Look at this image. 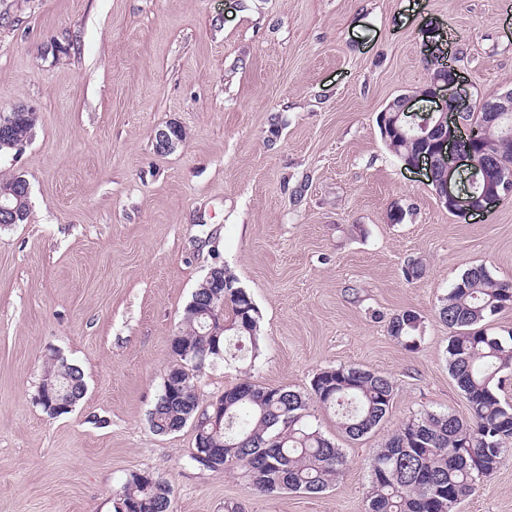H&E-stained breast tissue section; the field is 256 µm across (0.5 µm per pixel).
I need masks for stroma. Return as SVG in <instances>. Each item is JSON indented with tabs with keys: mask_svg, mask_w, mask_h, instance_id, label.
Here are the masks:
<instances>
[{
	"mask_svg": "<svg viewBox=\"0 0 512 512\" xmlns=\"http://www.w3.org/2000/svg\"><path fill=\"white\" fill-rule=\"evenodd\" d=\"M450 51L473 97L512 87V0H0V111L34 107L0 181L29 213L0 225V512H114L127 477L173 512H368V460L424 411L467 418L436 309L467 269L512 283V195L466 219L392 154L377 118ZM186 138L158 152L155 134ZM425 266L407 281L408 259ZM224 266L259 312L258 346L206 364L208 402L250 380L307 393L355 366L394 384L360 439L310 405L347 464L319 494L250 491L192 464L194 430L149 413L193 291ZM416 311L418 351L387 333ZM87 384L70 413L37 403L50 356ZM457 512H512V449Z\"/></svg>",
	"mask_w": 512,
	"mask_h": 512,
	"instance_id": "1",
	"label": "stroma"
}]
</instances>
